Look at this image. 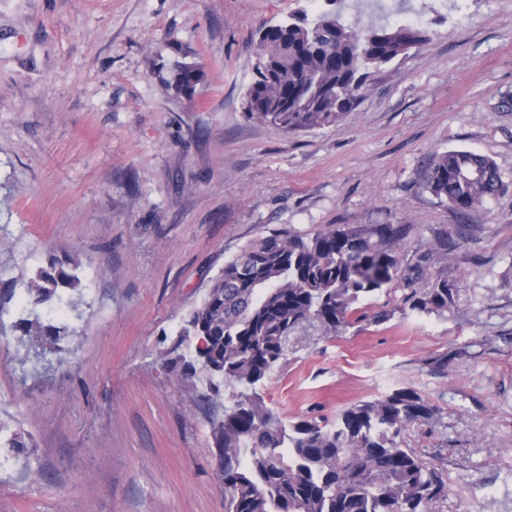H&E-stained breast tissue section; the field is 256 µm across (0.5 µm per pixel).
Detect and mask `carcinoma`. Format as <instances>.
Segmentation results:
<instances>
[{
  "label": "carcinoma",
  "instance_id": "carcinoma-1",
  "mask_svg": "<svg viewBox=\"0 0 512 512\" xmlns=\"http://www.w3.org/2000/svg\"><path fill=\"white\" fill-rule=\"evenodd\" d=\"M426 39L421 27L370 23L346 26L334 11L308 18L302 11L265 25L255 40V77L245 112L288 133L339 123L358 104L370 72L392 62L404 43ZM196 62H179L165 80L192 98L205 81ZM424 188L465 213L508 189L494 162L454 150L433 156ZM402 224L329 226L313 235L288 226L244 246L225 263L202 305L186 320L197 340L195 362L240 387L211 421L224 512H434L447 494L442 473L411 449L402 434L433 416V406L400 388L345 407L333 424L301 419L285 425L256 386L285 355L288 337L304 324L335 335L368 319L357 304L399 278ZM404 299L417 313L448 309L457 289L448 277L419 282ZM80 279L54 264L28 285L40 304L74 290ZM26 336L49 339L57 328L19 323Z\"/></svg>",
  "mask_w": 512,
  "mask_h": 512
}]
</instances>
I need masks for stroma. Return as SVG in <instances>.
Returning <instances> with one entry per match:
<instances>
[{"mask_svg":"<svg viewBox=\"0 0 512 512\" xmlns=\"http://www.w3.org/2000/svg\"><path fill=\"white\" fill-rule=\"evenodd\" d=\"M305 7L328 4L0 0V512H224L208 419L233 388L182 376L180 333L248 242L330 224L409 225L402 267L428 255L457 297L406 312L395 281L342 334L298 328L258 393L289 424L414 389L434 416L403 440L448 484L435 512H512V190L462 214L422 187L450 150L512 186V0H344L346 22L416 16L428 38L338 125L290 135L243 99L256 30ZM181 61L206 73L190 99L164 85ZM67 259L81 286L42 347L25 288Z\"/></svg>","mask_w":512,"mask_h":512,"instance_id":"1","label":"stroma"}]
</instances>
